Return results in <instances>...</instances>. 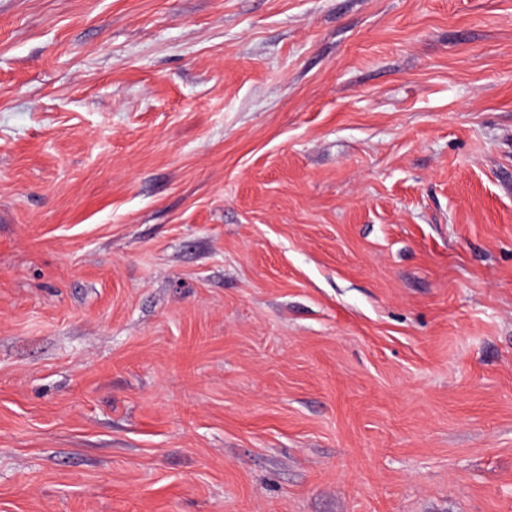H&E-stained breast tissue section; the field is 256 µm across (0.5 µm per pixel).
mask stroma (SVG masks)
<instances>
[{
	"instance_id": "1",
	"label": "stroma",
	"mask_w": 512,
	"mask_h": 512,
	"mask_svg": "<svg viewBox=\"0 0 512 512\" xmlns=\"http://www.w3.org/2000/svg\"><path fill=\"white\" fill-rule=\"evenodd\" d=\"M0 512H512V0H0Z\"/></svg>"
}]
</instances>
